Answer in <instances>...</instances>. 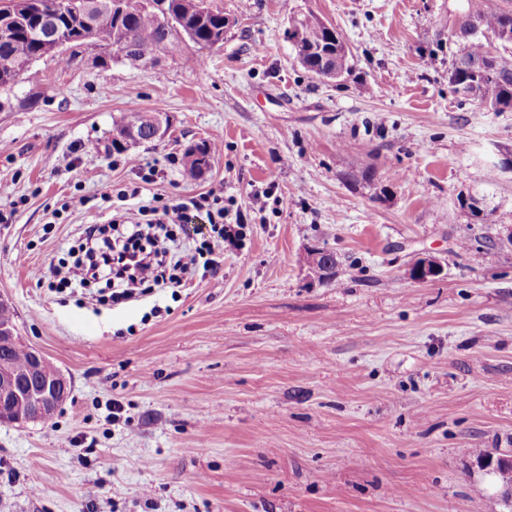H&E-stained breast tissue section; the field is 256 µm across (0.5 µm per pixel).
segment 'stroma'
<instances>
[{
  "label": "stroma",
  "instance_id": "1",
  "mask_svg": "<svg viewBox=\"0 0 512 512\" xmlns=\"http://www.w3.org/2000/svg\"><path fill=\"white\" fill-rule=\"evenodd\" d=\"M211 3L224 45L200 64L183 41L146 63L88 43L0 112V298L71 384L47 423L0 424V512H504L471 451L512 454V112L449 85L453 0ZM300 12L343 34L348 74L301 66ZM134 111L168 135L113 146ZM201 142L210 167L183 182ZM209 191L241 246L202 209L174 232L215 270L118 304L52 287L113 206ZM482 192L480 220L461 200ZM422 257L442 274L409 279Z\"/></svg>",
  "mask_w": 512,
  "mask_h": 512
}]
</instances>
